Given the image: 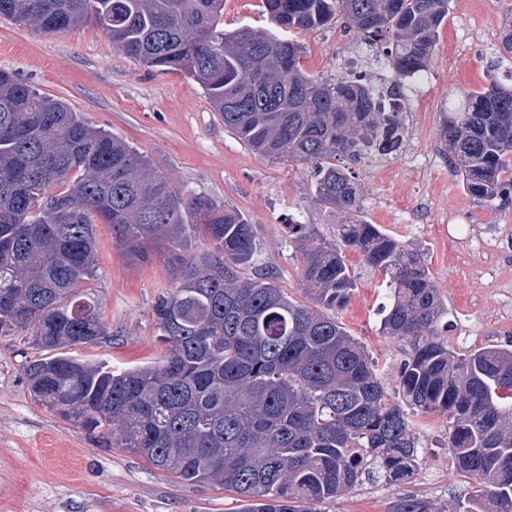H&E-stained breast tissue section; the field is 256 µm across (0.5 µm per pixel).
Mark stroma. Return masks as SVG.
<instances>
[{
	"label": "stroma",
	"mask_w": 512,
	"mask_h": 512,
	"mask_svg": "<svg viewBox=\"0 0 512 512\" xmlns=\"http://www.w3.org/2000/svg\"><path fill=\"white\" fill-rule=\"evenodd\" d=\"M511 20L512 0H451L425 81L412 86L403 106L407 133L400 152L352 167L363 217L422 249L448 307L441 333L458 353L512 341V310L480 265L451 260L456 244L440 223L449 218L463 229L493 230L501 250L493 265L512 285V204L491 209L463 190L442 157L441 125L449 102L461 94L493 80L512 82L511 70L493 64L500 33ZM224 27L268 30L272 23L261 0H224ZM294 38L304 46L302 63L313 76L330 79L354 67L377 84L390 75L382 45L343 24L299 31ZM0 70L66 100L89 124L129 141L185 192L213 196L240 211L255 227L257 267L272 269L277 285L305 302L288 227L312 224L332 239L337 222L335 212L316 200L307 166L253 153L225 131L197 83L140 66L91 22L39 33L0 17ZM418 153L432 156L431 165L415 161ZM95 232L98 276L79 295L99 303L112 338L75 354L117 369L157 362L163 351L153 305L170 287L165 256L134 260L113 243L108 225ZM346 261L358 288L336 317L365 346L387 392H394L409 345L379 331L390 305L386 278L358 253H347ZM32 354L28 336L0 337V512H237L234 493L181 482L123 449L101 447L34 402L22 370ZM414 422L424 469L447 480L432 500L454 512L469 484L448 451V418L419 415ZM417 491L412 479L366 482L322 504L321 512H387L390 502Z\"/></svg>",
	"instance_id": "35a3bbf8"
}]
</instances>
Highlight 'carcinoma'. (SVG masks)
Instances as JSON below:
<instances>
[{"mask_svg":"<svg viewBox=\"0 0 512 512\" xmlns=\"http://www.w3.org/2000/svg\"><path fill=\"white\" fill-rule=\"evenodd\" d=\"M450 0H262L274 29L221 27L224 0H0V15L56 33L94 21L139 65L198 83L224 130L273 160L311 167L318 201L343 215L336 240L288 225L300 280L292 301L274 272L253 270L254 225L206 194H187L145 154L68 102L0 70V336L37 353L23 372L34 401L189 484L240 496L242 512H318L363 480L419 468L405 409L448 415V448L471 491L456 512H512V344L448 350V314L421 250L361 217L359 184L334 162L399 151L401 79L426 70ZM385 44L396 81L322 79L286 34L336 21ZM499 61L512 63V23ZM441 138L478 202L512 200V85L497 81L450 104ZM67 209L60 220L48 202ZM131 257L166 253L172 286L153 307L164 345L151 365L114 370L63 353L110 336L97 305L77 298L97 277L95 225ZM201 239L212 248L195 251ZM354 251L389 277L387 336L411 348L386 393L364 346L330 312L357 288ZM387 512H442L401 497Z\"/></svg>","mask_w":512,"mask_h":512,"instance_id":"1","label":"carcinoma"}]
</instances>
